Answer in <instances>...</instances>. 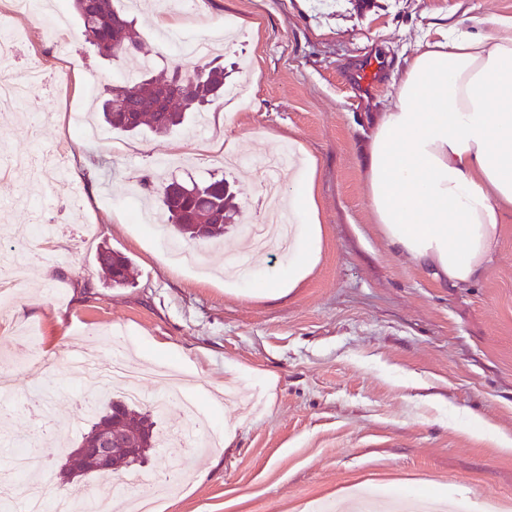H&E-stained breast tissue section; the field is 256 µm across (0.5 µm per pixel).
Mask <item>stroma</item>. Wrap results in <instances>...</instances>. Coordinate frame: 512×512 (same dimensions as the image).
<instances>
[{
  "label": "stroma",
  "instance_id": "35a3bbf8",
  "mask_svg": "<svg viewBox=\"0 0 512 512\" xmlns=\"http://www.w3.org/2000/svg\"><path fill=\"white\" fill-rule=\"evenodd\" d=\"M116 9L133 19L154 64L193 71L200 61L180 43L208 41L227 84L249 93L212 105L202 130L105 126L86 143L68 129L67 109H95L125 66L90 50L71 0L49 6L66 32L63 74L48 25L12 18L23 57L48 80L0 110V227L42 216L58 234L51 275L29 272L0 313V370L15 378L0 473L17 444L39 445V424L21 403L44 385L59 445L39 478L58 487L65 454L92 423L70 354L91 348L106 366L119 342L131 364L182 382L183 402L156 417L159 435L185 428L189 401L213 430L236 427L229 448L198 453L191 469L178 466L182 447L165 443L145 460L154 480L144 492L162 512H351L364 494L512 512V451L494 440L512 437V211L485 277L447 288L384 241L361 168L367 118L392 106L417 43L460 18L487 31L488 18L512 16V0H197L188 14L137 0ZM372 59L380 70L367 89L354 74ZM89 70L99 75L92 90ZM299 145L319 162L321 256L297 288L270 296L290 256L248 248V232L262 217L265 155ZM14 153L65 155L67 181L11 175ZM214 176L230 181L238 220L223 241L199 245V266L181 265L168 253L169 227L134 223L130 204L156 208L162 182ZM105 243L132 259L133 285L103 287L95 256ZM479 419L491 432L476 430Z\"/></svg>",
  "mask_w": 512,
  "mask_h": 512
}]
</instances>
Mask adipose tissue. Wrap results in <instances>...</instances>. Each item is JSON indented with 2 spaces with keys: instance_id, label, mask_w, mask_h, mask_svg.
<instances>
[{
  "instance_id": "adipose-tissue-1",
  "label": "adipose tissue",
  "mask_w": 512,
  "mask_h": 512,
  "mask_svg": "<svg viewBox=\"0 0 512 512\" xmlns=\"http://www.w3.org/2000/svg\"><path fill=\"white\" fill-rule=\"evenodd\" d=\"M490 24L481 33L459 20L419 45L393 107L370 115L362 150L368 206L386 243L450 288L486 275L512 210V18ZM316 169L308 159L288 192L299 225L284 288L317 259Z\"/></svg>"
}]
</instances>
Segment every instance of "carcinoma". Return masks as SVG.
<instances>
[{"instance_id": "carcinoma-1", "label": "carcinoma", "mask_w": 512, "mask_h": 512, "mask_svg": "<svg viewBox=\"0 0 512 512\" xmlns=\"http://www.w3.org/2000/svg\"><path fill=\"white\" fill-rule=\"evenodd\" d=\"M73 2L82 35L94 51L129 64L124 82L110 88L102 104L105 121L112 129L133 132L146 126L156 134H165L182 125L186 113L201 112L224 92V67L220 65L206 63L191 75L175 72L165 78L150 76L142 40L131 22L115 10L112 0ZM162 204L175 231L189 242L223 237L225 225L234 223L237 214L222 178L185 190L172 181L163 187ZM96 261L104 274L105 287L122 288L132 283L133 263L123 253L103 245ZM114 424L121 426L122 442L133 448L132 453L116 458L118 477H127L159 445L156 421L151 412L140 410L134 403L113 400L82 435L81 447L94 445Z\"/></svg>"}]
</instances>
